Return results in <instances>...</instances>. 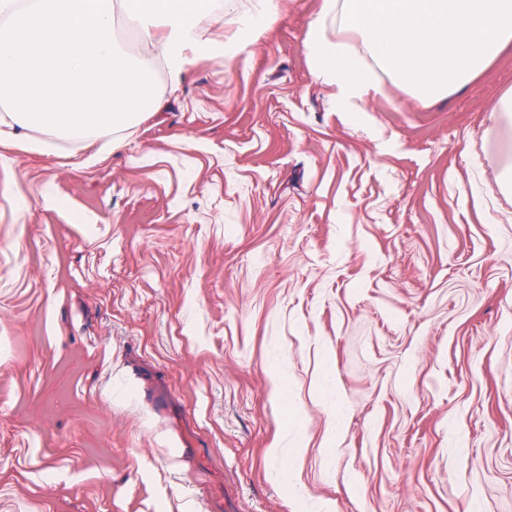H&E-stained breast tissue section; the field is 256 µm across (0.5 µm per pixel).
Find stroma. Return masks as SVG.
<instances>
[{"instance_id":"obj_1","label":"stroma","mask_w":512,"mask_h":512,"mask_svg":"<svg viewBox=\"0 0 512 512\" xmlns=\"http://www.w3.org/2000/svg\"><path fill=\"white\" fill-rule=\"evenodd\" d=\"M275 3L205 15L232 49L177 81L128 42L126 129L0 103V512H512V45L342 112L322 0Z\"/></svg>"}]
</instances>
